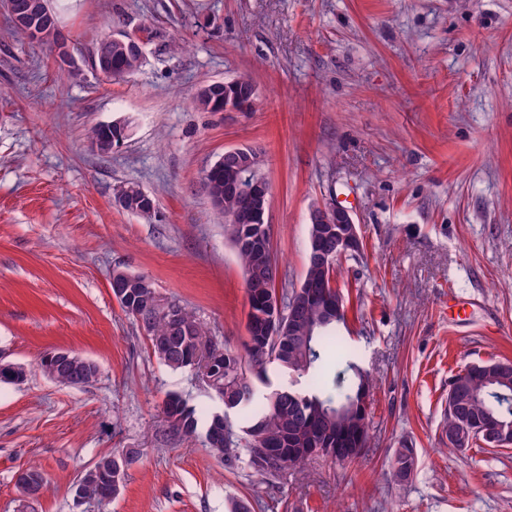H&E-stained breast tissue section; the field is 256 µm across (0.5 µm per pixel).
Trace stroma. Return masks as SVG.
<instances>
[{
  "mask_svg": "<svg viewBox=\"0 0 512 512\" xmlns=\"http://www.w3.org/2000/svg\"><path fill=\"white\" fill-rule=\"evenodd\" d=\"M75 67L13 36L0 8V512H24L16 476L38 465L36 512H512V448L448 452V383L512 359V0H50ZM117 32L143 42L114 81L90 66ZM245 76L251 111L206 112L199 89ZM125 122L108 155L98 124ZM259 152L280 276L299 287L309 212L348 201L359 254L339 263L344 331L369 374L370 440L341 464L314 458L274 481L227 466L203 434H169L167 393L201 419L224 410L200 373L172 371L110 288L148 276L216 345L242 350L247 295L204 173L225 150ZM135 184L151 214L117 209ZM69 350L98 367L83 387L43 375ZM414 448L405 483L391 466ZM141 449L108 505L76 501L80 471ZM117 124L119 126H123V124L119 121L110 122L107 124H103V126L108 130L112 131V125ZM125 136L121 133H117V130L112 131V139L111 137L103 130L101 125L94 126L89 135V139L91 144H95L97 146V153L101 155L109 154L112 151V148L121 144L124 140ZM95 146V149H96Z\"/></svg>",
  "mask_w": 512,
  "mask_h": 512,
  "instance_id": "35a3bbf8",
  "label": "stroma"
}]
</instances>
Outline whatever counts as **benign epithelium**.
Here are the masks:
<instances>
[{
	"label": "benign epithelium",
	"instance_id": "1",
	"mask_svg": "<svg viewBox=\"0 0 512 512\" xmlns=\"http://www.w3.org/2000/svg\"><path fill=\"white\" fill-rule=\"evenodd\" d=\"M0 4L13 15L15 21L29 26L28 35L31 41L49 45L61 63H73L68 38L54 20L48 0H0ZM112 41L122 44L129 54L142 55L140 40L131 34L120 33L107 38V42ZM223 160H234L238 168L243 170V178L236 184V190L243 198V206L235 217V223L252 224L267 213L269 206V184L252 178L253 170L262 165V159L256 151L242 146L224 151ZM113 203L124 211L141 215H147L154 210L152 198L140 188L135 195L123 187L119 188ZM310 223L322 225L321 233L312 239L311 262L326 266L361 250L360 227L346 207L335 202H326L311 210ZM46 358L59 370L77 368V372L72 375L75 384L90 383L97 376V367L93 362H77L68 351L50 352ZM450 440L462 452L470 449L476 441L488 447H500L506 443L505 435L498 429H485L480 435L467 425L452 434ZM16 482L26 500L31 501L37 497L38 484L35 479L21 472L17 475Z\"/></svg>",
	"mask_w": 512,
	"mask_h": 512
}]
</instances>
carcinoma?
Listing matches in <instances>:
<instances>
[{
	"instance_id": "cac0c4a2",
	"label": "carcinoma",
	"mask_w": 512,
	"mask_h": 512,
	"mask_svg": "<svg viewBox=\"0 0 512 512\" xmlns=\"http://www.w3.org/2000/svg\"><path fill=\"white\" fill-rule=\"evenodd\" d=\"M112 53L113 80H122L140 66L141 58L124 53L116 43H98L94 55ZM97 153L106 155L121 144L124 135L107 134L99 125L89 135ZM239 175L237 168H222L204 174L208 196L221 197L218 211L232 219L241 208V199L230 191ZM267 244L262 251L238 246L239 225H225L242 264L247 293L248 332L245 353L212 346L193 311L172 300L170 307L182 311L181 321L171 320L169 311L159 308L160 294L152 280L119 267L112 269V279H132L130 296L119 299L124 312L144 319V328L155 356L168 368L177 371L196 365L192 357L206 355L208 385L222 398L224 412L212 414L205 431L206 445L221 456L248 458L256 474L276 479L286 469L301 463L290 453L303 448L312 436L336 437V413L347 425L345 434L360 433L361 444L369 439L367 408L357 404L363 387L369 385L367 374L358 363V356L342 336L340 325L345 315L327 310L328 300L336 297L337 264L327 267L307 264L300 287L277 293L276 280L270 268L277 267L269 225L261 224ZM297 306L299 317L288 322V308ZM296 376V383L274 387L267 374V365ZM511 365L512 360L474 365L456 375L450 382L458 393V401L469 420L500 427L512 435V373H495V368ZM264 389H259V386ZM240 417L239 431H234L228 413ZM163 414L169 428L176 434L193 436L199 427L195 408L177 393L167 394ZM257 448H273L281 453L275 462L260 461L254 456ZM416 466L415 450L406 446L398 451L392 464V476L401 480L398 464ZM86 497L105 498L103 481L87 477L83 486Z\"/></svg>"
}]
</instances>
